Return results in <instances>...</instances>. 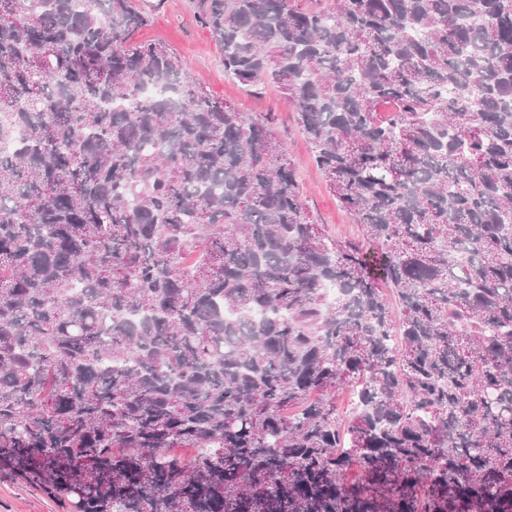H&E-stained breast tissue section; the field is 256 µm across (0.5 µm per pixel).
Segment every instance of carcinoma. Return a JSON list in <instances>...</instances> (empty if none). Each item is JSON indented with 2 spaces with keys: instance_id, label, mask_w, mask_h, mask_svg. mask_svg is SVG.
Returning <instances> with one entry per match:
<instances>
[{
  "instance_id": "cac0c4a2",
  "label": "carcinoma",
  "mask_w": 512,
  "mask_h": 512,
  "mask_svg": "<svg viewBox=\"0 0 512 512\" xmlns=\"http://www.w3.org/2000/svg\"><path fill=\"white\" fill-rule=\"evenodd\" d=\"M202 2L362 239L135 0H0V472L72 512H512V0Z\"/></svg>"
}]
</instances>
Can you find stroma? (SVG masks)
I'll list each match as a JSON object with an SVG mask.
<instances>
[{
  "instance_id": "obj_1",
  "label": "stroma",
  "mask_w": 512,
  "mask_h": 512,
  "mask_svg": "<svg viewBox=\"0 0 512 512\" xmlns=\"http://www.w3.org/2000/svg\"><path fill=\"white\" fill-rule=\"evenodd\" d=\"M149 21L135 32L139 42L162 41L217 100L249 117L268 120L296 165L303 203L315 222L335 238L357 237L360 227L330 192L299 131L295 114L273 84L249 88L224 72V53L200 21L201 0H138ZM0 512H71L68 500L47 496L14 475L0 474Z\"/></svg>"
}]
</instances>
